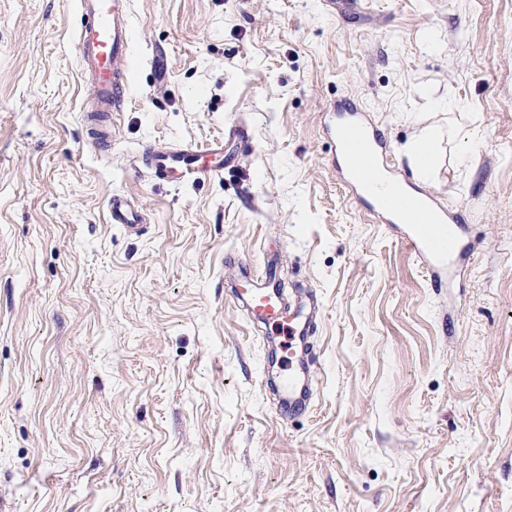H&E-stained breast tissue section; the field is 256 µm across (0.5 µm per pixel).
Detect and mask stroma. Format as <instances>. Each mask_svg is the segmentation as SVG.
<instances>
[{"label": "stroma", "instance_id": "obj_1", "mask_svg": "<svg viewBox=\"0 0 512 512\" xmlns=\"http://www.w3.org/2000/svg\"><path fill=\"white\" fill-rule=\"evenodd\" d=\"M85 21L0 0V512H512V0H131L106 154L81 114ZM340 101L464 216L455 287L351 199ZM235 127L220 176L138 161ZM115 196L141 235L110 223ZM272 255L321 307L288 416L229 293ZM432 139L430 134L420 135L410 146V156L416 166V170L423 175L428 167Z\"/></svg>", "mask_w": 512, "mask_h": 512}]
</instances>
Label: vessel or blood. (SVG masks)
Returning <instances> with one entry per match:
<instances>
[{
	"label": "vessel or blood",
	"instance_id": "vessel-or-blood-1",
	"mask_svg": "<svg viewBox=\"0 0 512 512\" xmlns=\"http://www.w3.org/2000/svg\"><path fill=\"white\" fill-rule=\"evenodd\" d=\"M79 8L90 22L76 36L81 78L86 89L84 110L92 122L87 136L92 145L106 149L112 145L111 131L95 125L94 120L118 111L129 75L128 51L132 38L129 0H79ZM336 123L330 128L335 143L336 167L350 194L365 203L371 216L383 224L400 227L402 242L421 261L432 287H453L470 249L462 217L442 208L430 196H412L406 190V178L387 164L385 140L365 109L351 102L333 105ZM212 162L197 166V152L185 147L175 152L149 150V162L155 176L171 178L179 174L202 177L218 173L224 160L223 143L210 149ZM111 223L136 233L142 221L139 210L123 198L111 199L108 206ZM276 264L265 272L244 271L247 285L232 289L235 299L251 322L265 327L269 337L279 339L283 349V372L277 390L281 405L294 407L311 395V360L298 357L295 340H307L315 325L317 302L313 294L284 300L275 281Z\"/></svg>",
	"mask_w": 512,
	"mask_h": 512
}]
</instances>
